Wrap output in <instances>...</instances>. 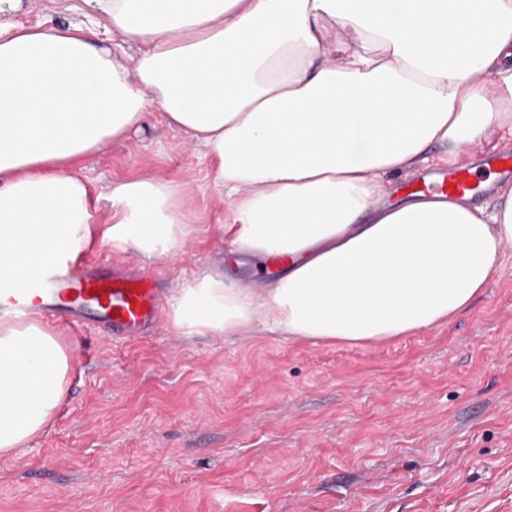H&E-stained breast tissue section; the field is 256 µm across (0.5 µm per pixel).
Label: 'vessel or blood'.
<instances>
[{"instance_id": "vessel-or-blood-1", "label": "vessel or blood", "mask_w": 512, "mask_h": 512, "mask_svg": "<svg viewBox=\"0 0 512 512\" xmlns=\"http://www.w3.org/2000/svg\"><path fill=\"white\" fill-rule=\"evenodd\" d=\"M421 190L475 196L480 182L470 170L451 168L443 171L441 179L422 182ZM0 309L20 317L35 310L48 318H66L80 328L104 325L121 334L160 329L165 312L150 278L88 269L71 260L52 265L47 277H31L22 286L0 288Z\"/></svg>"}]
</instances>
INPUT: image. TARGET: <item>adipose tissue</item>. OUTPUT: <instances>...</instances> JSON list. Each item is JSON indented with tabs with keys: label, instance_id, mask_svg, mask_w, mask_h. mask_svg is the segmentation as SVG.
<instances>
[{
	"label": "adipose tissue",
	"instance_id": "adipose-tissue-1",
	"mask_svg": "<svg viewBox=\"0 0 512 512\" xmlns=\"http://www.w3.org/2000/svg\"><path fill=\"white\" fill-rule=\"evenodd\" d=\"M95 28L16 22L0 0V286L99 243L171 256L192 232L185 184L114 182L78 165L139 132L152 108L202 146L224 197L226 262L178 291L187 335L262 332L311 344L384 342L466 310L512 249V188L493 208L392 180L430 151L512 126V0H84ZM354 45L344 57L340 36ZM375 46L369 54L367 46ZM68 355L37 318L0 320V455L50 422Z\"/></svg>",
	"mask_w": 512,
	"mask_h": 512
}]
</instances>
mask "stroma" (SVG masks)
Masks as SVG:
<instances>
[{"mask_svg":"<svg viewBox=\"0 0 512 512\" xmlns=\"http://www.w3.org/2000/svg\"><path fill=\"white\" fill-rule=\"evenodd\" d=\"M92 26L83 0L18 15ZM111 209L113 182L190 188L180 261L84 251L150 276L167 298L224 262V198L202 149L160 113L82 164ZM70 361L52 420L0 456V512H512V253L447 324L369 344L186 335L126 341L60 331Z\"/></svg>","mask_w":512,"mask_h":512,"instance_id":"35a3bbf8","label":"stroma"}]
</instances>
